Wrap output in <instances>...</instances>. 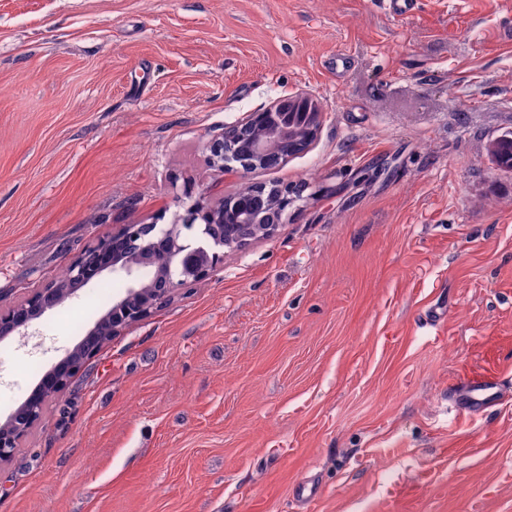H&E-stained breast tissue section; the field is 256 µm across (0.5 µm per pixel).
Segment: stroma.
<instances>
[{"instance_id":"35a3bbf8","label":"stroma","mask_w":512,"mask_h":512,"mask_svg":"<svg viewBox=\"0 0 512 512\" xmlns=\"http://www.w3.org/2000/svg\"><path fill=\"white\" fill-rule=\"evenodd\" d=\"M294 92L323 107L309 150L213 166L226 125ZM506 130L512 0H0V306L113 225L294 197L45 404L0 512H512ZM112 285L0 340V422ZM479 377L497 401L459 408ZM493 164L502 171L512 172V133L509 137L498 139L490 155Z\"/></svg>"}]
</instances>
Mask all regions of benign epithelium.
Masks as SVG:
<instances>
[{"label":"benign epithelium","mask_w":512,"mask_h":512,"mask_svg":"<svg viewBox=\"0 0 512 512\" xmlns=\"http://www.w3.org/2000/svg\"><path fill=\"white\" fill-rule=\"evenodd\" d=\"M322 106L307 93L286 94L266 108L250 112L225 127L224 133L210 145L212 161L224 172L239 174L280 166L289 158L307 150L320 129ZM256 199L266 204L254 208L244 199L227 196L218 205L192 204L182 223L122 224L112 235L82 249L68 263L65 280H51L15 306L0 308V339L26 328L47 310L72 297L73 283L86 286L109 271L130 279L118 298L90 334L99 337L96 345L80 343L68 352L58 367L45 375L42 385L50 391H65L99 348L133 322L157 311L182 286L205 279L224 264V250L236 249L261 236L273 235L282 216L293 204L288 190L251 187ZM124 247L129 257L112 266L100 262V256ZM43 406L26 401L0 424V463L10 461L20 443L36 426Z\"/></svg>","instance_id":"1"}]
</instances>
